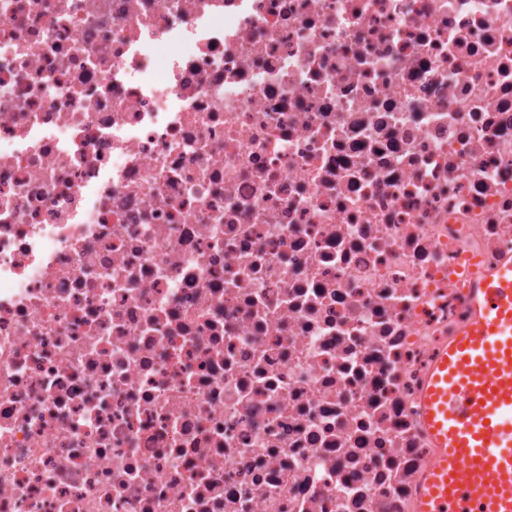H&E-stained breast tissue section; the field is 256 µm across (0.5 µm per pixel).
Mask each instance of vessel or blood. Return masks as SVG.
I'll use <instances>...</instances> for the list:
<instances>
[{"mask_svg": "<svg viewBox=\"0 0 512 512\" xmlns=\"http://www.w3.org/2000/svg\"><path fill=\"white\" fill-rule=\"evenodd\" d=\"M469 288L471 321L420 395L433 461L418 512H512V262Z\"/></svg>", "mask_w": 512, "mask_h": 512, "instance_id": "1", "label": "vessel or blood"}]
</instances>
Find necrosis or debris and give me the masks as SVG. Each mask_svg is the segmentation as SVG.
Here are the masks:
<instances>
[{
    "instance_id": "obj_1",
    "label": "necrosis or debris",
    "mask_w": 512,
    "mask_h": 512,
    "mask_svg": "<svg viewBox=\"0 0 512 512\" xmlns=\"http://www.w3.org/2000/svg\"><path fill=\"white\" fill-rule=\"evenodd\" d=\"M505 258L512 0H0V512H416Z\"/></svg>"
}]
</instances>
